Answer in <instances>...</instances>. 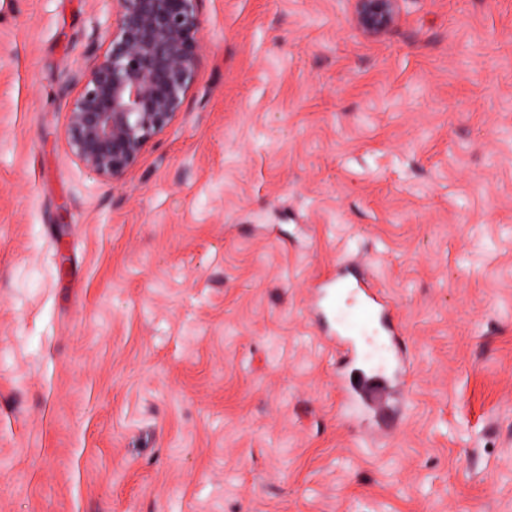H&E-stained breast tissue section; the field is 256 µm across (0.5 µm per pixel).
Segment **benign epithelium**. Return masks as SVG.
<instances>
[{"instance_id": "7a95c632", "label": "benign epithelium", "mask_w": 512, "mask_h": 512, "mask_svg": "<svg viewBox=\"0 0 512 512\" xmlns=\"http://www.w3.org/2000/svg\"><path fill=\"white\" fill-rule=\"evenodd\" d=\"M199 0H112L107 47L68 117L71 152L98 178H120L180 112L200 53ZM368 36L393 24L401 0H352Z\"/></svg>"}]
</instances>
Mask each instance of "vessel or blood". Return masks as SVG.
<instances>
[{
  "label": "vessel or blood",
  "mask_w": 512,
  "mask_h": 512,
  "mask_svg": "<svg viewBox=\"0 0 512 512\" xmlns=\"http://www.w3.org/2000/svg\"><path fill=\"white\" fill-rule=\"evenodd\" d=\"M312 298L340 357L336 386L344 414L369 417L375 433L394 435L411 392L410 344L392 301L361 258L338 263L313 286Z\"/></svg>",
  "instance_id": "1"
}]
</instances>
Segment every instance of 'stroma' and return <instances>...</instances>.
I'll use <instances>...</instances> for the list:
<instances>
[{
    "mask_svg": "<svg viewBox=\"0 0 512 512\" xmlns=\"http://www.w3.org/2000/svg\"><path fill=\"white\" fill-rule=\"evenodd\" d=\"M195 81L105 182L68 111L111 0H0V512H512V0H199ZM412 343L389 439L311 286ZM354 20L368 36L378 37L393 24L401 0H352ZM313 309L327 324L325 336L340 356L336 387L348 417L368 416L374 433L390 437L402 422L411 392L408 385L409 340L395 307L375 280L368 262L351 258L312 288ZM349 309L348 314L343 309ZM334 318L335 327L330 319ZM381 344L388 366L357 367L366 354L364 345Z\"/></svg>",
    "mask_w": 512,
    "mask_h": 512,
    "instance_id": "1",
    "label": "stroma"
}]
</instances>
